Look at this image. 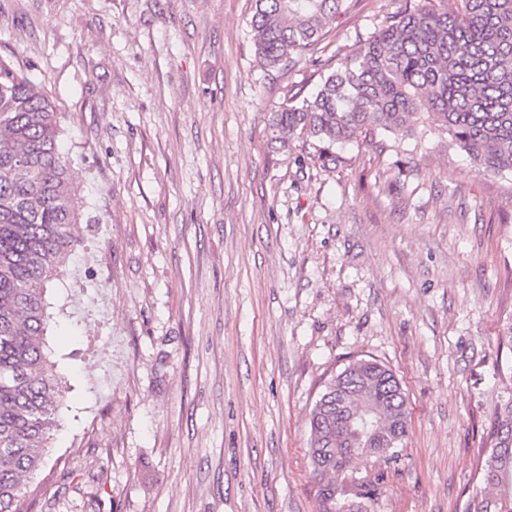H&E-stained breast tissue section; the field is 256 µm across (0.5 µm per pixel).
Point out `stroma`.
<instances>
[{
    "mask_svg": "<svg viewBox=\"0 0 512 512\" xmlns=\"http://www.w3.org/2000/svg\"><path fill=\"white\" fill-rule=\"evenodd\" d=\"M405 8L347 0L264 71L249 0H0V59L44 83L82 202L28 512H323L309 412L361 358L398 378L409 434L340 512H463L512 356V174L419 124L332 161L268 126Z\"/></svg>",
    "mask_w": 512,
    "mask_h": 512,
    "instance_id": "stroma-1",
    "label": "stroma"
}]
</instances>
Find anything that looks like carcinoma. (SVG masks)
<instances>
[{
  "label": "carcinoma",
  "instance_id": "1",
  "mask_svg": "<svg viewBox=\"0 0 512 512\" xmlns=\"http://www.w3.org/2000/svg\"><path fill=\"white\" fill-rule=\"evenodd\" d=\"M258 65L275 70L311 53L346 0H250ZM443 128L483 172L512 174V0H459L449 14L415 0L336 61L317 91L269 116L271 140L299 135L319 157L363 135L412 123ZM60 118L44 86L0 60V512H27V479L40 471L60 425L61 380L44 352L46 282L77 245L79 207ZM309 414V466L324 512L362 482L354 460H397L408 430L405 394L375 360L349 363ZM481 453V485L464 512H512V364Z\"/></svg>",
  "mask_w": 512,
  "mask_h": 512
}]
</instances>
